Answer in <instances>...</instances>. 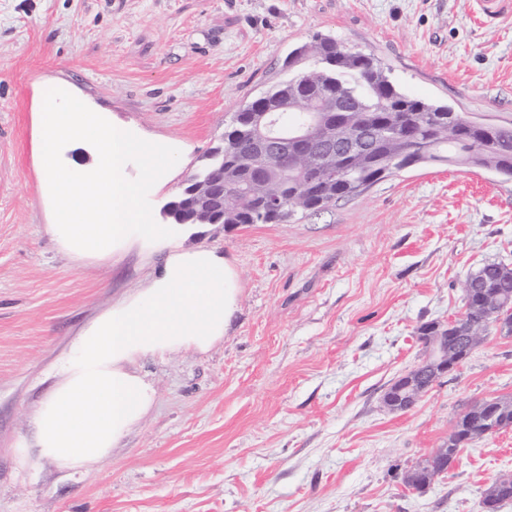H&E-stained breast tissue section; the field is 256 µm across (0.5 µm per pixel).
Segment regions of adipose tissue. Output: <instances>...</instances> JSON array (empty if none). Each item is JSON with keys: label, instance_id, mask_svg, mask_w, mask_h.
I'll return each mask as SVG.
<instances>
[{"label": "adipose tissue", "instance_id": "1", "mask_svg": "<svg viewBox=\"0 0 512 512\" xmlns=\"http://www.w3.org/2000/svg\"><path fill=\"white\" fill-rule=\"evenodd\" d=\"M41 160L58 205L54 233L80 258L105 257L132 242L168 248L159 274L90 324L59 367V380L45 398L34 444H20L22 458L50 460L75 472L109 454L152 408L155 388L133 368L146 356L179 349L208 350L224 336L238 290L232 267L209 249L174 250L190 224H149L139 209L146 185L164 176L162 143L131 139L95 113L74 103H44ZM67 139L94 143L99 162L83 178L58 168L56 147ZM147 166L145 183L124 177L129 154Z\"/></svg>", "mask_w": 512, "mask_h": 512}]
</instances>
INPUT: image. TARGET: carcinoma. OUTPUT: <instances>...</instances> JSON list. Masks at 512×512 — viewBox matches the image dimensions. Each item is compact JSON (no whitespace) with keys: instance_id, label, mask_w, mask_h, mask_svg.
I'll list each match as a JSON object with an SVG mask.
<instances>
[{"instance_id":"carcinoma-1","label":"carcinoma","mask_w":512,"mask_h":512,"mask_svg":"<svg viewBox=\"0 0 512 512\" xmlns=\"http://www.w3.org/2000/svg\"><path fill=\"white\" fill-rule=\"evenodd\" d=\"M314 61V66L306 62ZM291 75L265 92L268 98L285 99L295 83L305 80L318 90H329L336 97L349 102L356 112L348 117L351 125L361 124L375 130L368 154L364 157L348 155L342 165L343 178L327 185L322 196L306 194L298 180L283 177L276 164H271L267 175L257 179V173L248 157L252 145L248 137L249 112L256 101L238 111L232 130L224 134V156L208 155V162L196 173L205 177L224 164V187L237 184H256L252 194L238 206L229 208L219 195L213 196L211 210L216 223L280 224L297 213L319 211L340 200L358 197L367 188L383 178L406 168L433 162H447L468 168H488L512 178V124H496L491 130L455 117L462 136L455 141L438 137V121L451 112L446 106L427 103L400 91L389 80L383 69L369 55L346 48L331 37L316 39L294 49L288 55ZM282 202L278 214L266 210L268 200ZM478 284L489 287L496 294L512 295V268L499 263H486L469 275ZM458 328L486 330L483 314L467 301L458 320ZM458 449L448 448V458L434 461L420 471L421 481L442 471L455 460Z\"/></svg>"}]
</instances>
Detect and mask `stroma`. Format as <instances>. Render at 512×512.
<instances>
[{
    "label": "stroma",
    "mask_w": 512,
    "mask_h": 512,
    "mask_svg": "<svg viewBox=\"0 0 512 512\" xmlns=\"http://www.w3.org/2000/svg\"><path fill=\"white\" fill-rule=\"evenodd\" d=\"M317 36L370 54L412 97L512 123V12L487 21L478 0H0V512H483L512 476L509 428L460 449L427 493L403 481L466 408L512 398V336L490 328L412 410L382 403L424 357L418 327L458 315L483 263L512 266V181L454 165L283 224L202 226L183 248L237 275L223 340L138 360L155 403L90 469L16 451L72 342L164 261L136 244L79 259L53 235L43 96L165 143L164 182L140 199L158 224Z\"/></svg>",
    "instance_id": "obj_1"
}]
</instances>
